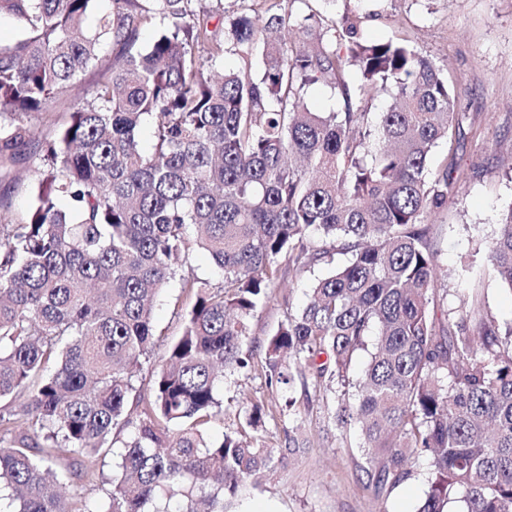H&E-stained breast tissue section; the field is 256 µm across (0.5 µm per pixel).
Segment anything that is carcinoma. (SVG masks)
I'll return each mask as SVG.
<instances>
[{
  "instance_id": "1",
  "label": "carcinoma",
  "mask_w": 512,
  "mask_h": 512,
  "mask_svg": "<svg viewBox=\"0 0 512 512\" xmlns=\"http://www.w3.org/2000/svg\"><path fill=\"white\" fill-rule=\"evenodd\" d=\"M222 15L224 0H0L22 31L0 45V175L36 141L35 121L98 73L40 144L25 214L0 201L4 512H226L286 456L243 429L206 439L224 370L251 366L242 338L280 259L298 275L335 253L346 261L270 335L269 383L334 396L375 492L424 455L416 512H512V325L484 317L478 288L466 315L435 316L447 272L428 219L457 164L449 152L431 173L429 161L463 135L456 90L408 43L364 39L357 15L326 25L310 13L299 46L288 13ZM228 54L238 67L215 74ZM317 83L342 111L308 107ZM383 94L375 122L362 104ZM193 244L221 285L173 265ZM485 261L512 291V206ZM175 280L194 302L144 395L134 378L153 351V305ZM117 425L134 436L108 476ZM96 479L91 507L58 491L80 496Z\"/></svg>"
}]
</instances>
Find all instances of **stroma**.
Masks as SVG:
<instances>
[{"label": "stroma", "mask_w": 512, "mask_h": 512, "mask_svg": "<svg viewBox=\"0 0 512 512\" xmlns=\"http://www.w3.org/2000/svg\"><path fill=\"white\" fill-rule=\"evenodd\" d=\"M276 9L291 14L289 37L302 38L301 23L310 10L329 17L359 14L368 40H403L444 69L459 94L464 137L454 145L439 144L441 158L455 150L459 181L448 204L430 219L447 270L443 286L455 308L467 288L480 289L483 312L498 323H512V290L503 286L482 259V251L498 230L504 210L512 206V0H275ZM320 263L307 272L289 273L279 264L278 286L249 319L242 349L251 354L248 370L226 374L219 395L223 415L208 429L212 439L235 431L255 402L277 404L279 392L261 368L267 341L288 310L300 309L317 279L332 265ZM192 299L170 284L156 299L153 322L155 349L138 374L137 386L148 392L156 363L183 331L182 316ZM294 411L266 418L253 435L260 445L284 448L295 430L303 446L260 482H246L232 512H415L424 493L425 458L413 461L415 471L391 493L376 495L369 486L356 448L357 434L334 421L332 401L318 392L295 391Z\"/></svg>", "instance_id": "stroma-1"}]
</instances>
